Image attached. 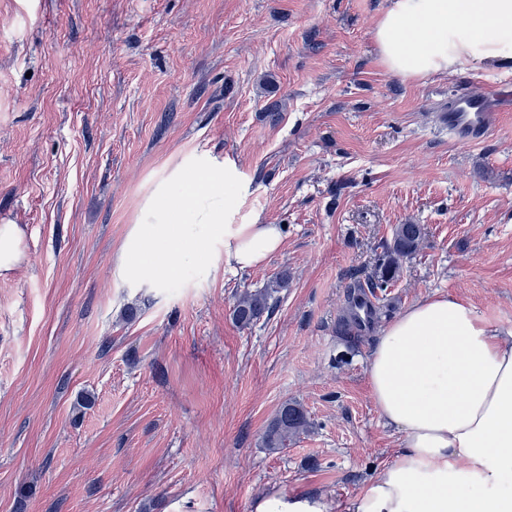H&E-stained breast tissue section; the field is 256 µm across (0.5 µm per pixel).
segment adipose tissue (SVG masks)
I'll list each match as a JSON object with an SVG mask.
<instances>
[{
  "instance_id": "1",
  "label": "adipose tissue",
  "mask_w": 512,
  "mask_h": 512,
  "mask_svg": "<svg viewBox=\"0 0 512 512\" xmlns=\"http://www.w3.org/2000/svg\"><path fill=\"white\" fill-rule=\"evenodd\" d=\"M373 39L407 80L512 62V0H387ZM252 178L232 156L191 154L144 197L117 259L128 288L163 286L188 259L261 266L280 225L244 212ZM367 377L397 459L345 503L274 497L258 512H512V327L450 295L422 298L379 336Z\"/></svg>"
}]
</instances>
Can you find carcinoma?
<instances>
[{
	"label": "carcinoma",
	"instance_id": "1",
	"mask_svg": "<svg viewBox=\"0 0 512 512\" xmlns=\"http://www.w3.org/2000/svg\"><path fill=\"white\" fill-rule=\"evenodd\" d=\"M425 235L422 224H398L391 240L381 245L372 273L364 281H356L357 290H368L374 299L378 293L395 283L403 271V262L418 250ZM288 271L272 276L261 288L240 294L231 309V319L241 329H250L269 316L280 300V294L289 286ZM310 419L305 408L298 402L284 403L268 424L263 446L270 451L288 447V442L308 431Z\"/></svg>",
	"mask_w": 512,
	"mask_h": 512
}]
</instances>
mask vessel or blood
Listing matches in <instances>:
<instances>
[{"label": "vessel or blood", "instance_id": "obj_1", "mask_svg": "<svg viewBox=\"0 0 512 512\" xmlns=\"http://www.w3.org/2000/svg\"><path fill=\"white\" fill-rule=\"evenodd\" d=\"M507 107L504 99L476 96L462 89L449 98L448 108L441 118L453 139L464 144H477L497 128Z\"/></svg>", "mask_w": 512, "mask_h": 512}]
</instances>
